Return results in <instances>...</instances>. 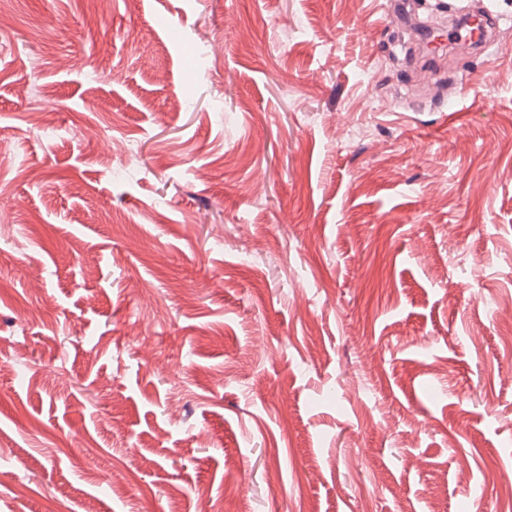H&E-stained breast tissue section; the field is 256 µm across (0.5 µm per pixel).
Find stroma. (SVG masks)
Here are the masks:
<instances>
[{"mask_svg": "<svg viewBox=\"0 0 512 512\" xmlns=\"http://www.w3.org/2000/svg\"><path fill=\"white\" fill-rule=\"evenodd\" d=\"M487 2L0 0V512H512ZM443 38V42L448 40V44H469L472 46L481 45L486 42L484 39L483 30L481 27H478L474 31L469 34L461 33L455 27L448 28V31H444L438 35H432L428 37L426 40L428 42H434L437 38Z\"/></svg>", "mask_w": 512, "mask_h": 512, "instance_id": "obj_1", "label": "stroma"}]
</instances>
